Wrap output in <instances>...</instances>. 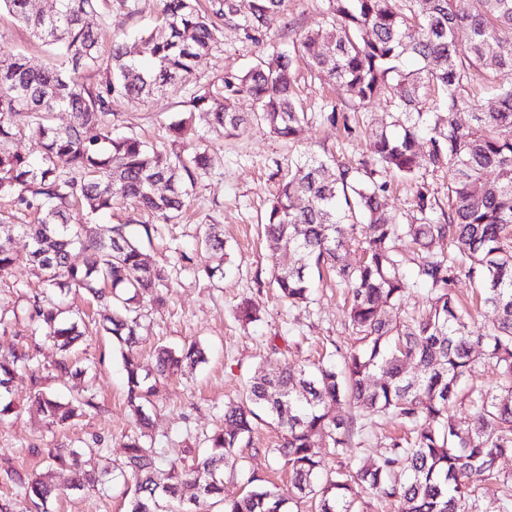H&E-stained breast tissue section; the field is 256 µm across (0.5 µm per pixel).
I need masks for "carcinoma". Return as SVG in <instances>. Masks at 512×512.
Segmentation results:
<instances>
[{"instance_id":"cac0c4a2","label":"carcinoma","mask_w":512,"mask_h":512,"mask_svg":"<svg viewBox=\"0 0 512 512\" xmlns=\"http://www.w3.org/2000/svg\"><path fill=\"white\" fill-rule=\"evenodd\" d=\"M325 28L308 32L293 52H272L241 74L224 77L223 94L196 90L179 118L168 124L175 142L167 149L119 134L113 105L141 100L193 81L198 59L224 44V31L261 45L267 20L284 0H159L158 24L134 39L112 37L108 57L99 49L89 17L108 23L112 9L135 11L132 0H56L44 15L34 0H0L32 36L55 48L33 68L0 48V199L34 224H0V276L19 263L18 231L30 241L25 260L41 280L25 319L65 353L87 333L86 313L66 310L57 292L92 299L97 330L111 337L126 373V398L139 431L126 437L125 471L133 487L127 512H295L309 502L315 512H356L353 487L399 502V512H466L474 483L498 475V462L512 454V43L499 38L512 28V0H325ZM316 76L342 88L347 102L370 104L388 91L398 97L368 131L369 155L352 167L309 153L288 167L263 224L265 237L288 250V261L271 259L272 282L295 307L311 302L313 280L331 269L336 286L348 291V327L359 345L336 350L335 363L312 367L285 363L270 374L259 367L236 400L224 405V429L204 439L196 463L185 468L159 448L146 445V404L156 377L186 375L203 362L195 342L179 350L160 347L154 370L133 354L144 302L164 305L167 270L154 263L133 238V221L106 226L97 215L121 199L164 224H176L187 203L188 185L211 174L213 158L195 143L196 115L210 132L230 137L252 121L293 139L319 116L336 124V107L314 114L295 99V58ZM476 85L494 91L493 107L472 103ZM249 101L235 112L231 102ZM469 108L470 121L457 112ZM68 112L60 127L54 113ZM42 147L39 164L12 148L22 136ZM65 157L69 170L54 166ZM335 165L336 174L326 172ZM448 174V209L437 212L420 179ZM416 185L414 214L398 224L382 208L389 184L382 174ZM82 205L85 224L69 223V209ZM404 238L405 258L396 249ZM201 243L223 272L224 238L218 225L205 228ZM355 244L360 257L347 261ZM85 254L76 264L74 249ZM466 278L481 293L495 320L472 330L471 313L452 288ZM426 290L428 307L405 311L409 285ZM496 371L495 384L469 399L465 419L451 413L460 385L476 367ZM35 374L26 349L0 353V386L16 374ZM94 406V395L62 402L41 390L30 409L49 425H63ZM375 417L409 428L386 439L380 456L352 469H329L325 456H342ZM270 420L280 430L276 461L288 468L293 497L285 499L257 476L247 490L224 494V472L238 467L237 449L254 427ZM91 448L48 449V459L68 469L60 487L50 475L20 483L33 506L103 484L81 457Z\"/></svg>"}]
</instances>
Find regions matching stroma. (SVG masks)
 <instances>
[{"mask_svg":"<svg viewBox=\"0 0 512 512\" xmlns=\"http://www.w3.org/2000/svg\"><path fill=\"white\" fill-rule=\"evenodd\" d=\"M157 0H137L134 14L113 11L111 28L100 29L102 48H109L111 32L127 34L154 26ZM324 0H285L281 12L268 21L264 46L226 32L221 51L200 59L196 66L199 87L219 92L222 79L251 66L262 52L292 50L293 40L325 22ZM0 45L24 56L31 66H40L49 48L32 37L8 13H0ZM297 93L300 105L311 112L322 103L336 105L335 124L312 122L300 140L273 136L255 123L241 124L232 136L206 132L204 143L214 156L212 173L198 179L190 190L188 210L177 224L158 225L142 246L160 263L172 267L166 304L145 308L141 340L136 354L145 367H153L157 347H177L200 342L206 360L192 374L157 383L150 412L151 434L156 447L178 454L183 466H192L203 446L204 436L224 427V405L235 399L256 367L275 372L284 363H314L334 347L348 348L355 339L346 326L342 289L332 276L315 281L309 311L290 310L280 304L271 284L270 257L273 248L261 233L260 225L280 177L278 167L293 163L304 149L334 156L339 162L354 165L366 151L367 130L386 109L376 103L351 109L342 93L320 82L304 62L296 64ZM190 88L171 87L147 99L116 104L117 131H133L150 142L163 141L170 119L177 115ZM218 225L224 235L228 261L223 278L211 279L203 273L210 265V254L199 250L196 241L204 225ZM191 252V269H177L178 251ZM37 285V279L24 266L0 278V316L11 319L7 333L0 334V352L17 346L29 348L37 358L34 376H15L5 400L14 410L0 421V474L7 470L30 475L46 471L51 448H92L100 452L88 457V469L110 470L107 483L76 495L49 503L47 512H126L129 487L120 473L124 459L123 441L133 428L127 407L119 355L107 337L92 336L71 352V362L84 367V376L64 373L62 356L48 341L33 340L24 322L13 321ZM251 299L258 321L242 324L235 309L242 299ZM95 394L93 407L74 423L48 426L28 410L36 390L62 398L76 395L82 388ZM280 438L278 429L267 424L255 427L248 444L239 451L240 468L225 472L226 494L244 491L249 474L264 477L279 493L290 495L291 476L287 467L276 462L269 450ZM500 475L477 482L475 505L471 512H503L512 502V455L500 459Z\"/></svg>","mask_w":512,"mask_h":512,"instance_id":"1","label":"stroma"}]
</instances>
